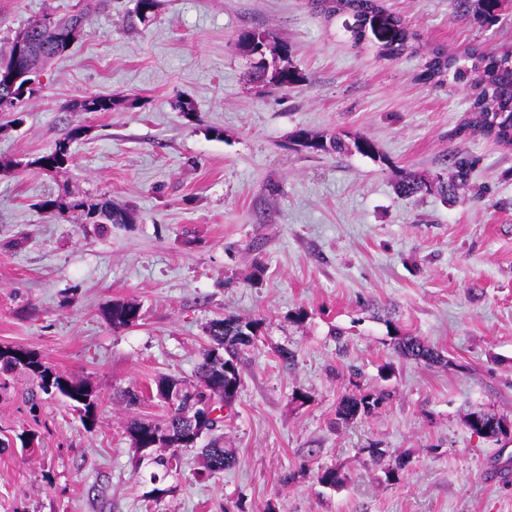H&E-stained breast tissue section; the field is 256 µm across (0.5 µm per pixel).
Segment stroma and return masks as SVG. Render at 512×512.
Here are the masks:
<instances>
[{
    "mask_svg": "<svg viewBox=\"0 0 512 512\" xmlns=\"http://www.w3.org/2000/svg\"><path fill=\"white\" fill-rule=\"evenodd\" d=\"M82 3L0 0V50ZM381 5L416 35L394 59L312 0H159L148 21L135 0H102L19 114L0 112V347L36 352L99 399L87 428L65 398L0 374V438L13 442L0 512H512V434L465 425L475 410L512 425V147L456 136L468 94L420 77L436 48H512V8L488 24L456 0ZM249 31L287 45L298 83L249 80L261 63L240 42ZM93 93L114 96L112 111H73ZM77 125L66 165L31 167ZM301 129L365 137L381 158L306 149ZM460 148L477 165L454 200L397 193L398 171L448 176ZM86 197L128 223L40 208ZM116 301L139 305L136 325L109 324ZM227 315L262 323L216 430L235 464L202 480L186 450L153 502L125 423L167 417L156 380L194 386L208 326ZM400 331L443 363L401 357ZM381 390L374 414L337 421L342 396ZM394 451L411 456L397 481ZM326 465L343 485L317 482Z\"/></svg>",
    "mask_w": 512,
    "mask_h": 512,
    "instance_id": "1",
    "label": "stroma"
}]
</instances>
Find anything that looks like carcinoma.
<instances>
[{
  "label": "carcinoma",
  "instance_id": "carcinoma-1",
  "mask_svg": "<svg viewBox=\"0 0 512 512\" xmlns=\"http://www.w3.org/2000/svg\"><path fill=\"white\" fill-rule=\"evenodd\" d=\"M328 1L331 2L329 10L349 13L355 18L356 25L352 34L355 42H361L365 38L367 21L379 13L378 0H316V6L320 7ZM477 2L483 21L493 23L499 16L504 0ZM90 7L91 4L87 3L67 17L47 14L30 23L12 39L6 54H0V69L5 71L11 67L17 43L22 40L25 42L22 67L27 72L38 75L48 59L70 47L76 34L82 29ZM386 23L392 29L393 35L390 41L382 45V53L396 58L412 47L414 34L398 18L388 17ZM242 41L250 52L259 54L265 52L270 45L269 34L260 31L243 34ZM298 77L296 71L283 66L270 73L269 82L282 86L295 82ZM421 77L430 82L449 77L451 86L472 90L471 117L465 126L458 129L457 136L481 135L504 146H512V52L489 56L470 49L460 57L450 58L437 51L425 63ZM114 104L111 95L92 94L80 100L76 107L81 112H110ZM82 133L81 127L71 129L64 139L31 161L30 165L42 170L58 169L65 165L71 158L72 142L79 139ZM295 137L299 145L314 152L357 153L373 160L380 156L375 144L362 137L341 133L317 137L303 129L296 131ZM473 164V159L458 150L449 157L451 180L436 186L413 171H402L397 189L405 197L431 192L436 187L442 193L451 195L457 183L463 184L467 181ZM41 209L52 215L65 209L77 210L92 224H123L127 219L126 213L112 207L110 202L90 198L74 199L65 203L49 199L41 203ZM106 316L112 327L124 328L140 320L141 310L134 303L116 301L112 303ZM260 325L261 322L257 319L246 321L233 316L213 320L209 325V336L214 346L208 350L198 367V385L194 388V394L185 397L177 407L171 408L168 416L161 422L150 423L137 419L126 422L124 433L136 451L146 457L149 463L165 472L178 466V455L183 450L181 436L192 424L199 423L201 417L205 418L204 428L207 431L216 430L222 417L209 419L207 415L236 399L241 385V358L245 349L254 343V337L259 335ZM396 351L403 357L428 364L442 361L436 350L407 333L396 337ZM15 371L27 374L43 393L56 391L71 404L85 409L87 417L81 418L83 424L95 422L98 398L87 386L57 375L51 366L33 352L0 349V372ZM389 396L388 392L345 396L337 406L336 416L344 422H352L375 412ZM466 426L481 437H497L508 433L507 423L482 410L469 413ZM199 443L200 440H195L193 447H198ZM201 454L202 468L207 475L222 473L234 462L232 452L224 448V441L218 437L212 438L201 447ZM344 479L341 470L334 466L322 467L317 472V481L324 486L335 487Z\"/></svg>",
  "mask_w": 512,
  "mask_h": 512
}]
</instances>
